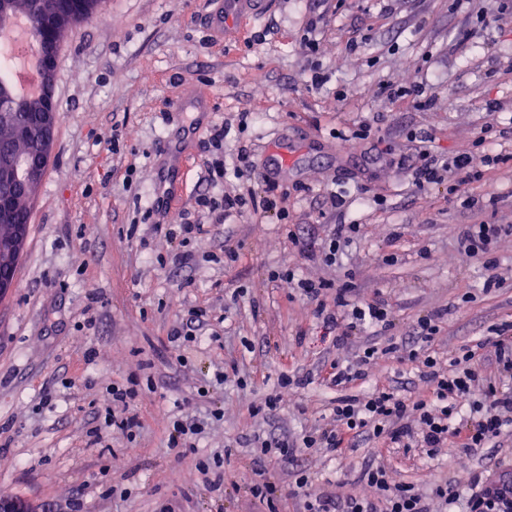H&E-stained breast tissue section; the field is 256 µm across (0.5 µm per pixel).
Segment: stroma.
I'll return each instance as SVG.
<instances>
[{
    "label": "stroma",
    "instance_id": "35a3bbf8",
    "mask_svg": "<svg viewBox=\"0 0 512 512\" xmlns=\"http://www.w3.org/2000/svg\"><path fill=\"white\" fill-rule=\"evenodd\" d=\"M399 2L388 13L382 0H339L311 61L300 42L306 0H268L259 15L226 32L210 27L212 0H108L102 14L63 35L55 106L64 116L31 206L14 288L0 301V444L12 461L0 469L1 495L30 501L38 512H71L77 497L83 512H159L167 501L175 512H254L245 478L255 453L239 439L263 431L290 435L317 423L335 392L312 383L300 391L301 410L267 421L251 415V404L282 371L352 361L371 339L360 332L343 348L322 342L306 300L269 283L275 268L353 282L361 299L380 294L398 339L410 338L419 318L445 310L434 342L443 356L512 323V237L496 248L504 283L488 292V270L465 255L457 238L458 228L477 219L512 223V8L501 9L500 0H464L457 9L448 0ZM480 13L486 22L477 37L461 41ZM261 32L265 40L255 42ZM353 37L363 41L354 52L347 47ZM313 64L327 78L318 90L307 85ZM388 82L426 84L433 106L389 100ZM196 92L210 100L211 123L226 129L225 161L244 146L262 168L272 147L288 148L292 163L276 178L291 189L294 221L303 229L321 223L325 195L343 196V223L363 225L364 235L336 265L308 261L268 214L258 224L235 219L194 242V266H159L177 244L153 233L152 224L184 223L193 197L208 189L198 141L188 147L186 192L143 219L167 177L154 150L178 133L166 115ZM379 116L382 150L342 144V134ZM490 123L500 138L490 150L475 147ZM114 129L122 142L117 153L99 141ZM419 129L432 132L441 157L469 154L483 180L458 196L444 184L414 190L395 160L407 151L406 133ZM488 153L502 162L486 164ZM131 165L136 174L128 185ZM467 196L482 200V209L464 206ZM227 242L239 253L231 264L224 261ZM194 306L225 316L226 329L219 342L192 353V369L184 372L167 336ZM90 314L96 325L87 330ZM233 362L247 388L216 385L198 400L197 384ZM146 372L156 385L135 403L136 452L117 430L90 444L86 431L106 387ZM59 377L69 383L62 401L41 406L44 387ZM372 378L409 394L427 391L389 354L379 357ZM217 408L224 411L218 421L210 417ZM178 413L207 423L197 454L222 456L225 446L235 447L224 462L223 489L203 482L196 454L180 457L168 448L169 420ZM369 460L384 463L393 480L418 486L434 468L467 496L473 473L512 469V434L497 449L431 465L369 441L343 457L302 455L298 463L309 471L308 492L318 494L348 486ZM110 485L125 498L104 497Z\"/></svg>",
    "mask_w": 512,
    "mask_h": 512
}]
</instances>
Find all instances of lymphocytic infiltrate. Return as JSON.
Listing matches in <instances>:
<instances>
[{"instance_id":"obj_1","label":"lymphocytic infiltrate","mask_w":512,"mask_h":512,"mask_svg":"<svg viewBox=\"0 0 512 512\" xmlns=\"http://www.w3.org/2000/svg\"><path fill=\"white\" fill-rule=\"evenodd\" d=\"M434 138L425 134L417 141L414 154L408 155V169L416 189L447 184L449 193L476 180L468 155L459 154L449 160H438L433 149ZM208 156L203 163L208 185L222 184L227 175L241 179L250 176L254 165L247 150H240L234 169L224 166V130H211L207 142ZM274 214L288 222V239L305 256H317L323 264L332 265L343 244L363 233L359 224H322L308 236H301L297 225L289 221L288 195L278 189L274 179H267L263 196L233 191L219 196L200 193L194 198L185 223L169 228V237L178 239L180 250L171 257L174 265L193 264L192 242L210 234L213 227L231 217H244L256 212ZM505 236H512L511 224L466 225L459 233L467 256L482 262L490 275L486 288L500 287L495 276L498 266L495 246ZM270 282L284 291H301L311 307V315L323 336L333 345L348 344L353 332L378 327L390 331L393 323L386 302L380 297L358 303L352 301V284L335 286L324 278H296L293 270L271 272ZM440 314L417 320L413 334L419 346L389 343L384 349L370 346L354 362L337 360L324 363L318 375L325 385L340 390L324 422L305 429L299 437H278L258 433L252 438L260 450L247 487L258 507L264 512H279L277 487L264 475L266 460L292 465L296 488L307 487L309 475L298 468L297 456L307 454H338L342 449L356 447L360 438H367L382 448H405L427 458H457L494 447L505 426L512 424V328L500 329L490 345L462 349L452 358H444L430 345L439 331ZM396 355L399 361L415 364L418 377L427 388L423 397H408L398 391L378 387L353 394L352 389L366 381L379 353ZM311 381L310 375L281 374L271 392L261 395L251 406L253 416L264 419L282 408L298 407L299 391ZM140 384L135 380L113 383L107 389L95 414L91 434L102 440L107 429L126 434L136 440L140 422L133 409ZM473 492L467 501V512H512V470L477 473L472 477ZM455 493L450 480L435 483L431 494H424L410 483H394L385 465L365 462L357 486L345 495L327 491L307 496L304 512H435L436 507L450 504Z\"/></svg>"}]
</instances>
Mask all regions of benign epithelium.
Listing matches in <instances>:
<instances>
[{"label": "benign epithelium", "mask_w": 512, "mask_h": 512, "mask_svg": "<svg viewBox=\"0 0 512 512\" xmlns=\"http://www.w3.org/2000/svg\"><path fill=\"white\" fill-rule=\"evenodd\" d=\"M59 40L52 31H43L40 47L39 96L43 102L40 112L32 113L29 137L37 147L34 159L24 170L23 178H14L13 159L0 153V225L8 232L0 235V300L14 288V271L28 236V225L14 223V204L19 198L32 202L42 181L53 151V134L60 119L54 108L56 56ZM0 512H36V507L23 499L0 496Z\"/></svg>", "instance_id": "benign-epithelium-1"}]
</instances>
